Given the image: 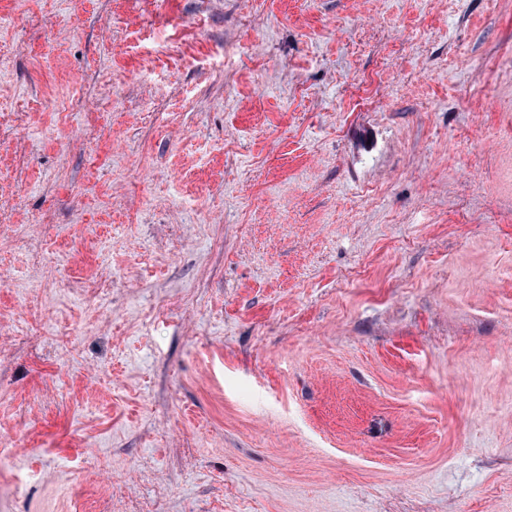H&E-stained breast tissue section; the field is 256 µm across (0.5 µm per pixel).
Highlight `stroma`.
<instances>
[{
  "label": "stroma",
  "mask_w": 512,
  "mask_h": 512,
  "mask_svg": "<svg viewBox=\"0 0 512 512\" xmlns=\"http://www.w3.org/2000/svg\"><path fill=\"white\" fill-rule=\"evenodd\" d=\"M0 512H512V0H0Z\"/></svg>",
  "instance_id": "stroma-1"
}]
</instances>
